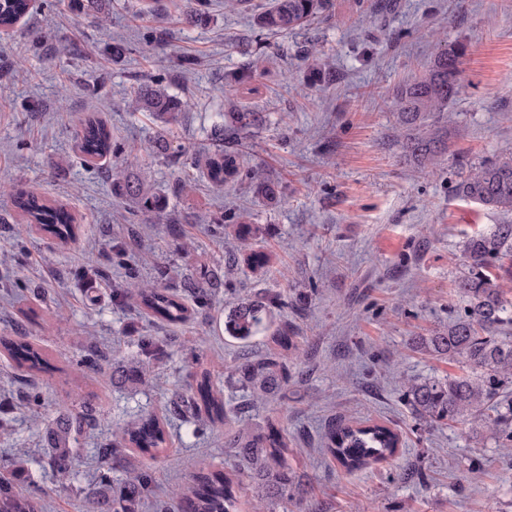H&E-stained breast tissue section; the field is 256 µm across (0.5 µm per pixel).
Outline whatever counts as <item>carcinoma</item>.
Returning a JSON list of instances; mask_svg holds the SVG:
<instances>
[{
  "label": "carcinoma",
  "mask_w": 512,
  "mask_h": 512,
  "mask_svg": "<svg viewBox=\"0 0 512 512\" xmlns=\"http://www.w3.org/2000/svg\"><path fill=\"white\" fill-rule=\"evenodd\" d=\"M32 0H0V35L14 31L30 12ZM329 0H273L272 6L257 16L259 28L271 32H288L300 28L321 14ZM466 45L456 42L441 47L425 72L397 89L395 104L405 127L402 149L405 157L424 169H435L448 152L453 132L448 123V107L462 93L461 65ZM127 107L147 112L158 126L157 135L147 151L163 158L183 160L202 172L215 186L239 173L238 157L222 149L224 139L246 130L261 120L257 112L239 111L237 102L228 100V111L219 113L220 121L210 129L211 140L219 149L200 153L170 138L173 126L189 103L169 93L163 80L148 76L133 86ZM78 151L86 158L100 159L123 153L112 130L95 116L81 123L77 138ZM260 196L273 200L280 194L275 181L249 173ZM112 191L135 204L136 217L159 221L166 209V200L138 180L118 171L112 173ZM455 195L463 200L512 215V153L470 167L455 185ZM13 205L21 217L20 231L26 235L49 236L61 243L75 239L80 230L74 214L63 203L54 201L36 189L19 191ZM466 271L456 281L463 298V313L448 327L426 337L413 340V345L437 357H445L469 370L461 376L411 379L405 395L418 419L427 425L444 421H482L491 429L512 439V304L505 295L512 287L502 276H493L489 269L503 258L512 256V223L498 224L487 234L467 239L463 245ZM233 264L242 262L254 271H262L271 262L270 254L245 248L229 254ZM224 287V268L217 266L204 272L201 281L188 285L195 306L209 305L212 294ZM112 300H127L154 318L178 326L189 317L186 299L164 288L145 287L130 281V287L117 288ZM282 295L257 297L235 304L224 320V331L243 345L269 324L270 308L283 307ZM276 351L262 359L245 358L231 367L228 378L237 380L252 397L276 396L288 389V354L300 357L296 337L288 327L276 329L270 337ZM0 347L20 367L42 371L49 368L42 349L21 336L0 341ZM163 348V342L146 337L139 346V358L118 369L114 377L126 383H142ZM171 405L189 412L194 418L205 416L209 422L230 419L224 395L210 372L196 379L188 395H176ZM66 415L65 427L51 439L49 456L61 479L70 474L73 455L70 440L82 431V418L73 411V402L61 407ZM165 416L147 414L136 417L115 435L112 446L98 449L104 457H118L126 448H135L154 460L167 452L170 432ZM327 453L348 471L367 468L395 456L401 447L397 431L380 423L330 424L324 430ZM228 447L247 462L246 477L250 479L255 509L258 512H288V501L299 487L288 468V436L271 424L266 430L251 433L243 426L230 435ZM154 491L152 469L134 470L124 485L112 493V512H138ZM246 484L235 472L209 470L193 478V485L178 494L180 512H241ZM0 512H41L37 501L18 488L11 477L0 476Z\"/></svg>",
  "instance_id": "cac0c4a2"
}]
</instances>
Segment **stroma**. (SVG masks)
Segmentation results:
<instances>
[{
    "label": "stroma",
    "mask_w": 512,
    "mask_h": 512,
    "mask_svg": "<svg viewBox=\"0 0 512 512\" xmlns=\"http://www.w3.org/2000/svg\"><path fill=\"white\" fill-rule=\"evenodd\" d=\"M271 0L229 7L208 0L207 21L187 15L194 0H161L158 14L137 17L138 0H112L106 21L35 0L14 35L0 38V336H28L45 347L54 368L35 376L0 357V470L38 501L42 512H102L90 482L105 463L97 450L116 425L165 412L171 396L197 374L223 377L243 353L268 354L266 334L249 347L221 332L218 321L240 300L280 293L303 349L289 359L285 396L254 404L245 420L287 428L298 454L291 462L302 488L290 512H512V456L485 426L430 427L403 396L407 378L461 374L459 364L412 346L444 328L463 309L454 282L464 270L467 237L505 222L499 211L458 198L467 166L512 151V0H331L326 15L303 29L271 34L255 23ZM79 46L57 57L61 39ZM120 41V62L101 51ZM466 44L464 89L449 110L455 135L435 173L406 161L393 108L397 87L429 65L438 48ZM330 65L328 88L309 86L306 65ZM250 68L256 94L241 108L262 122L237 148L241 172L215 189L199 179L178 187L181 167L142 152L155 124L125 111L139 75L162 77L191 104L180 140L210 149L207 136L228 76ZM40 111H29L31 101ZM94 114L128 153L84 163L76 150L79 120ZM135 173L165 193L161 221L132 217L133 203L112 192L113 170ZM262 170L280 195L254 194L245 171ZM38 189L66 204L81 231L61 245L18 236L10 192ZM247 211L257 242L274 255L264 276L227 266L235 239H220L223 221ZM123 243L128 267L109 280L88 273L87 258L111 259ZM224 266L226 285L211 304L173 327L136 305L112 300L128 270L173 292ZM172 338L146 383L112 381L130 363L141 337ZM35 388L39 405L23 393ZM75 400L84 416L70 487L58 491L47 454L58 405ZM384 421L403 439L396 460L347 472L322 447L328 422ZM237 421L211 424L173 418L172 444L152 462L159 496L191 485L201 470L245 469L225 447Z\"/></svg>",
    "instance_id": "1"
}]
</instances>
